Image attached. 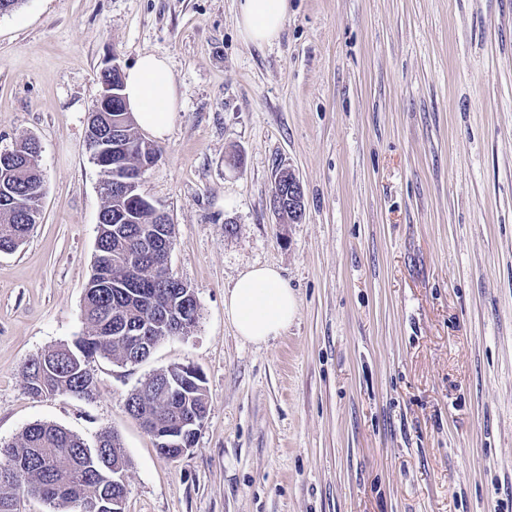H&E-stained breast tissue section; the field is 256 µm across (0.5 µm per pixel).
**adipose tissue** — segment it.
<instances>
[{
	"label": "adipose tissue",
	"mask_w": 512,
	"mask_h": 512,
	"mask_svg": "<svg viewBox=\"0 0 512 512\" xmlns=\"http://www.w3.org/2000/svg\"><path fill=\"white\" fill-rule=\"evenodd\" d=\"M288 16V0H238V27L245 43L277 39ZM123 94L136 124L154 138L172 131L179 97L165 58L144 54L124 73ZM298 302L279 270L254 267L224 294V312L238 336L264 343L281 336L297 314Z\"/></svg>",
	"instance_id": "ef3b65f1"
}]
</instances>
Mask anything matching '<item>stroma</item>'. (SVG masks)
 Instances as JSON below:
<instances>
[{
    "label": "stroma",
    "instance_id": "stroma-1",
    "mask_svg": "<svg viewBox=\"0 0 512 512\" xmlns=\"http://www.w3.org/2000/svg\"><path fill=\"white\" fill-rule=\"evenodd\" d=\"M237 0H24L0 15V152L41 147L40 224L0 252V445L53 422L132 461L125 512H512V0H288L245 44ZM165 57L180 100L141 191L175 225L199 318L91 400L34 397L28 359L86 330L102 206L85 146L101 69ZM305 213L281 223L276 174ZM273 266L282 336L224 294ZM192 365L208 413L176 459L125 408ZM288 172L282 171L280 179L277 181V187L275 191V196L279 195L285 196L288 192V207L284 208L283 202L280 199L273 202L272 201V209L274 212L281 216L284 221H287L289 224H296L302 220L304 209H303V189L302 185L296 176L293 175V180H288ZM297 310L294 293L272 266L249 269L224 294V313L236 333L256 344L281 336Z\"/></svg>",
    "mask_w": 512,
    "mask_h": 512
}]
</instances>
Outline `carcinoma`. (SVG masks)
<instances>
[{"instance_id":"carcinoma-1","label":"carcinoma","mask_w":512,"mask_h":512,"mask_svg":"<svg viewBox=\"0 0 512 512\" xmlns=\"http://www.w3.org/2000/svg\"><path fill=\"white\" fill-rule=\"evenodd\" d=\"M102 107L112 111L119 132L112 141L111 156L97 161L102 214L107 221L98 225L95 259L85 289L82 319L88 331L67 351L55 348L29 359L31 364L42 358L55 364L54 377L41 384L27 381L28 393L36 397L69 395L87 400L94 395L96 359L128 363V343L124 337L112 334L115 323H146L153 327V339L159 342L164 339L160 323L188 306L200 309L188 295L186 283L174 277L162 279L163 272L158 268V256L174 246V224L157 216L147 203L111 192L113 187L121 188L126 175L152 163L161 150L137 133L123 98ZM39 156L37 141L29 138L9 151L7 160L0 161V251L17 249L34 228L29 211L36 204L35 193L43 191L44 186ZM131 257L141 273L134 285L127 281V260ZM103 269L109 281L101 286L99 275ZM125 406L161 442L175 429L176 417L191 414L206 418L203 374L192 368L180 379L169 403L131 396L126 398ZM0 454L8 457V465H0V512H15L14 490L19 488L30 497L54 505L59 512H80L85 501L122 498L125 486L112 484V460L120 461L124 471L131 467L115 432H101L90 446L51 422L28 426L15 443L0 448Z\"/></svg>"}]
</instances>
